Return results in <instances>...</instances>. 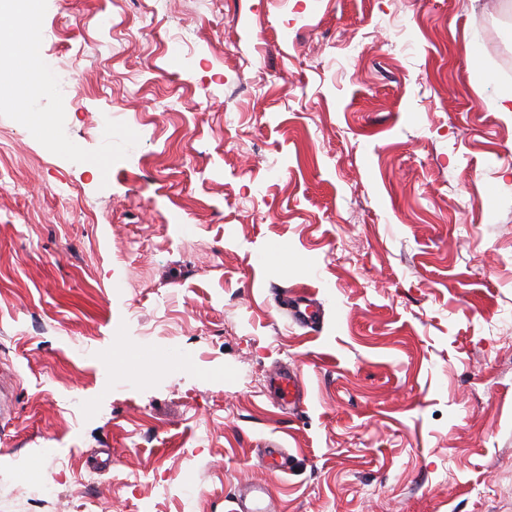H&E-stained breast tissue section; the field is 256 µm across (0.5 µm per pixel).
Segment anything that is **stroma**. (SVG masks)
Listing matches in <instances>:
<instances>
[{"instance_id": "35a3bbf8", "label": "stroma", "mask_w": 512, "mask_h": 512, "mask_svg": "<svg viewBox=\"0 0 512 512\" xmlns=\"http://www.w3.org/2000/svg\"><path fill=\"white\" fill-rule=\"evenodd\" d=\"M29 27L55 87L0 101V512L255 485L512 512V0H44ZM281 308L288 312L289 319L303 328L315 330L319 324V310L316 308L314 298L307 292L278 294ZM269 381L271 389L281 401L288 400V405L295 403L301 384L297 372L274 371Z\"/></svg>"}]
</instances>
